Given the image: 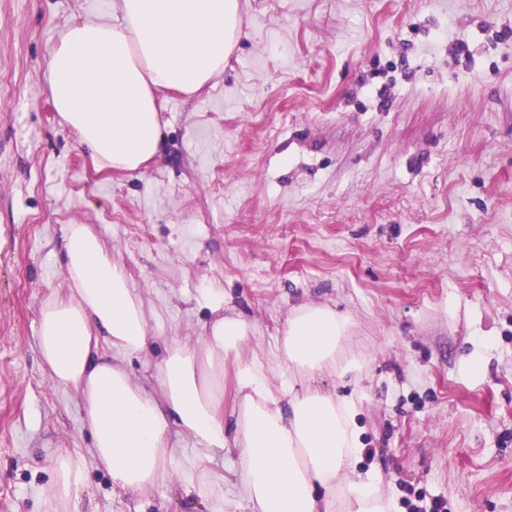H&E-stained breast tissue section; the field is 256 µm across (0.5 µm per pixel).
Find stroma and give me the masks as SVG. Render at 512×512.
Returning a JSON list of instances; mask_svg holds the SVG:
<instances>
[{
    "label": "stroma",
    "instance_id": "35a3bbf8",
    "mask_svg": "<svg viewBox=\"0 0 512 512\" xmlns=\"http://www.w3.org/2000/svg\"><path fill=\"white\" fill-rule=\"evenodd\" d=\"M116 0H0V512H48L58 451L86 461L82 512H206L171 481L116 494L81 399L35 336L66 295L64 227L86 224L143 291L149 374L223 307L239 358L276 357L289 312L351 319L355 401L391 512H512V0H242V34L202 90L158 95L163 151L97 170L55 111L50 49Z\"/></svg>",
    "mask_w": 512,
    "mask_h": 512
}]
</instances>
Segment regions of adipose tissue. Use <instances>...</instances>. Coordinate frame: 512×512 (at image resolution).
Listing matches in <instances>:
<instances>
[{
    "mask_svg": "<svg viewBox=\"0 0 512 512\" xmlns=\"http://www.w3.org/2000/svg\"><path fill=\"white\" fill-rule=\"evenodd\" d=\"M118 8V22L68 27L51 49L48 83L55 111L96 168L133 171L160 152L158 94H195L223 72L241 34L242 3L118 0ZM62 258L70 293L42 304L36 346L50 381L81 392L91 451L113 492L169 482L180 437L206 464L237 451L231 477L253 512H390L374 474L351 469L363 452L352 399L315 387L277 391L256 357L236 368L239 409L226 425L224 358L239 352L249 324L217 315L196 343L167 347L144 384L123 362L148 353L155 338L126 269L84 224L67 225ZM349 329L334 309L298 307L277 358L299 378L357 370V359L338 356ZM83 470L81 455H57L51 512H77Z\"/></svg>",
    "mask_w": 512,
    "mask_h": 512,
    "instance_id": "1",
    "label": "adipose tissue"
}]
</instances>
